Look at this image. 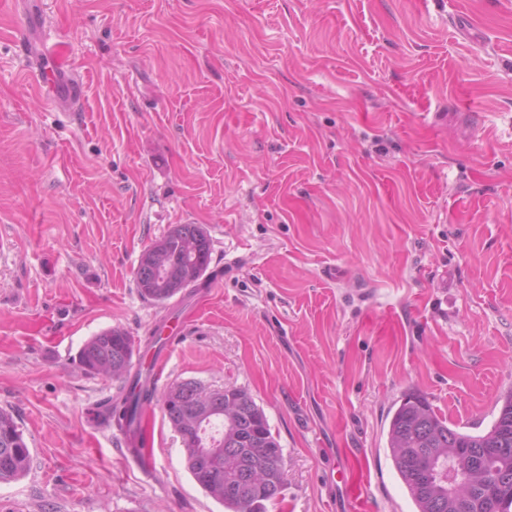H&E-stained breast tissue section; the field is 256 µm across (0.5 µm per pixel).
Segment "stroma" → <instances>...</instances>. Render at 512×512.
<instances>
[{
    "mask_svg": "<svg viewBox=\"0 0 512 512\" xmlns=\"http://www.w3.org/2000/svg\"><path fill=\"white\" fill-rule=\"evenodd\" d=\"M0 0V409L31 451L0 512H224L153 403L143 475L93 426L121 382L78 352L189 328L158 390L245 388L286 460L267 512H414L387 415L476 433L512 390V0ZM59 73L40 95L26 48ZM203 225L161 304L142 251ZM335 269V280L325 276ZM200 234H205L201 225ZM153 244L167 253L168 267L160 273L149 263L148 247L142 251L135 270V283L144 299L164 302L184 288L194 285L206 273L211 261L208 233L197 236L196 224H177Z\"/></svg>",
    "mask_w": 512,
    "mask_h": 512,
    "instance_id": "35a3bbf8",
    "label": "stroma"
}]
</instances>
